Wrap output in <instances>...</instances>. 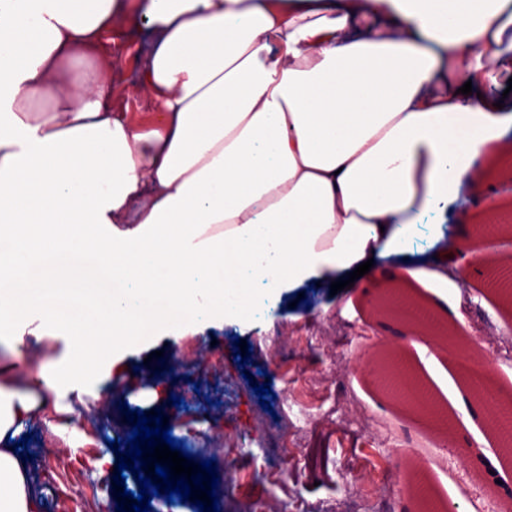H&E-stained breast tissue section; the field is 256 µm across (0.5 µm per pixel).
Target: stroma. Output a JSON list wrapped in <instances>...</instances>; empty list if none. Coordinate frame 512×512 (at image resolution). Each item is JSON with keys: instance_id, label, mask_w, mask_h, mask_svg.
Instances as JSON below:
<instances>
[{"instance_id": "35a3bbf8", "label": "stroma", "mask_w": 512, "mask_h": 512, "mask_svg": "<svg viewBox=\"0 0 512 512\" xmlns=\"http://www.w3.org/2000/svg\"><path fill=\"white\" fill-rule=\"evenodd\" d=\"M145 30L142 20L118 25L114 42L104 47L121 58L107 75L112 105L139 119L150 110L146 98L131 92ZM509 215L512 186L501 182L483 204L466 207L457 224L490 225ZM457 224L446 232L455 233ZM369 285L363 276L334 294L329 284H307L283 291L262 317L171 326L115 351L82 391L61 393L59 411L35 414L24 426L32 445L50 443L67 460L63 467L38 454L25 460L37 512H102L103 503H116L119 456L106 444L127 441L131 409L167 417L172 437L195 462L214 460L217 476L202 479H217L219 512H239L246 502L256 512L282 505L288 512H347L362 502L410 512L414 501L383 477L425 456L433 462L420 474L434 503L454 512H500L512 485L475 474L467 458L471 451L494 457L498 440L484 417L461 405L469 396L466 373L433 340L406 326L393 331L374 316ZM409 293L425 306L441 297L461 302L464 321L447 322L461 342H471L474 320L488 336L512 334V302L483 281H434ZM374 338L428 385L449 430L380 392ZM238 339L251 347L242 365L234 356ZM154 351L163 362L150 360ZM271 371L275 379L266 380ZM153 373L162 389L156 396L144 388ZM265 383L273 393L266 407L254 392ZM175 396L180 406L172 405Z\"/></svg>"}]
</instances>
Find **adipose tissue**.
<instances>
[{
	"instance_id": "obj_1",
	"label": "adipose tissue",
	"mask_w": 512,
	"mask_h": 512,
	"mask_svg": "<svg viewBox=\"0 0 512 512\" xmlns=\"http://www.w3.org/2000/svg\"><path fill=\"white\" fill-rule=\"evenodd\" d=\"M144 17L152 125L106 103L94 51ZM512 0H0V329L113 346L329 282L426 235L461 272L449 214L512 134ZM472 92L460 94L464 83ZM86 352L41 369L91 377ZM36 408L0 387V512H35L10 444Z\"/></svg>"
}]
</instances>
